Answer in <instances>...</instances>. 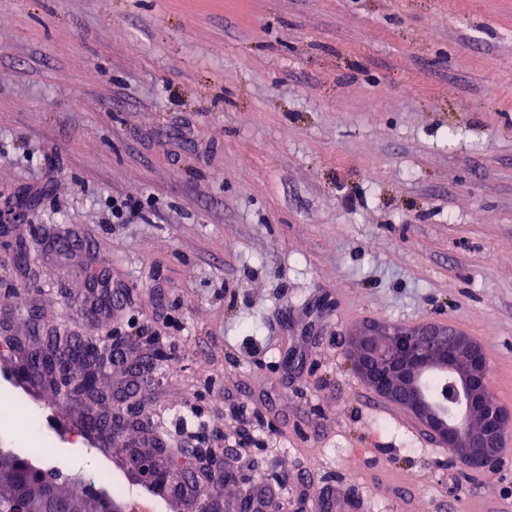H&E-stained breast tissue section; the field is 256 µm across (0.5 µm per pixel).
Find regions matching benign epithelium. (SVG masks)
I'll list each match as a JSON object with an SVG mask.
<instances>
[{"instance_id": "7a95c632", "label": "benign epithelium", "mask_w": 512, "mask_h": 512, "mask_svg": "<svg viewBox=\"0 0 512 512\" xmlns=\"http://www.w3.org/2000/svg\"><path fill=\"white\" fill-rule=\"evenodd\" d=\"M352 366L383 398L409 411L466 466L492 468L512 440V413L483 388L488 364L470 335L436 323L405 329L366 325L347 337ZM56 391L81 376H53Z\"/></svg>"}]
</instances>
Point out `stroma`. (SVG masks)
Wrapping results in <instances>:
<instances>
[{"instance_id":"stroma-1","label":"stroma","mask_w":512,"mask_h":512,"mask_svg":"<svg viewBox=\"0 0 512 512\" xmlns=\"http://www.w3.org/2000/svg\"><path fill=\"white\" fill-rule=\"evenodd\" d=\"M144 202L112 218L113 199ZM0 340L40 323L174 353L135 399L179 454L225 449L222 512H500L512 444L465 467L351 368L345 338L441 322L482 344L512 412V0H0ZM126 292L92 312L89 259ZM0 349L25 447L178 512ZM92 455L96 469L64 451Z\"/></svg>"}]
</instances>
